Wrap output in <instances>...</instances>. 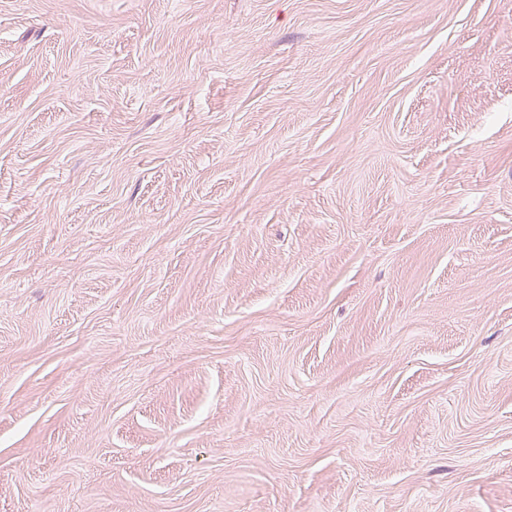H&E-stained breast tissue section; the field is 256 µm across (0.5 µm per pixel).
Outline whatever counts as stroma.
<instances>
[{
    "instance_id": "35a3bbf8",
    "label": "stroma",
    "mask_w": 512,
    "mask_h": 512,
    "mask_svg": "<svg viewBox=\"0 0 512 512\" xmlns=\"http://www.w3.org/2000/svg\"><path fill=\"white\" fill-rule=\"evenodd\" d=\"M0 512H512V0H0Z\"/></svg>"
}]
</instances>
